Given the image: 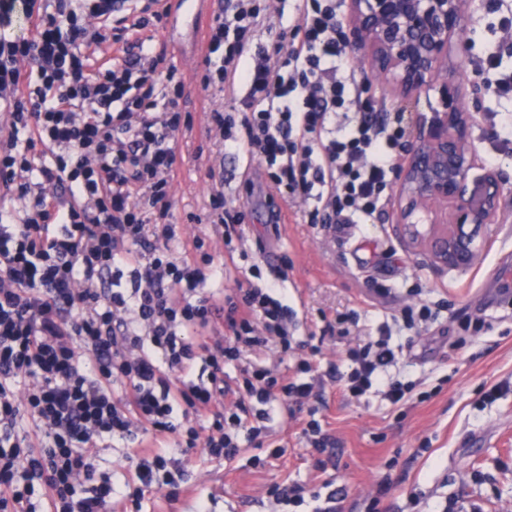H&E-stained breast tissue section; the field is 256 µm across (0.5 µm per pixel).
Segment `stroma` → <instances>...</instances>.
Returning a JSON list of instances; mask_svg holds the SVG:
<instances>
[{"mask_svg": "<svg viewBox=\"0 0 512 512\" xmlns=\"http://www.w3.org/2000/svg\"><path fill=\"white\" fill-rule=\"evenodd\" d=\"M467 13L468 47L458 61L463 72L497 49L504 52V67L512 69V42L502 43L485 0H469ZM194 49L190 27L179 23L167 61L185 78L194 126L192 136L177 144L172 180L179 233L171 248L182 258L197 235L221 248L205 220L210 194L219 183L225 193L241 192L245 166L243 158L225 155L222 142L208 131V113L231 108L232 102L223 92L201 88L205 64L194 58ZM465 107L473 115L477 155L493 156L492 168L505 187L499 221L481 229L479 259L465 271L437 267L410 249L389 210L364 219L340 240L305 224L298 202L282 203L283 223H267L268 189L254 175L260 189L243 223L245 248L265 264L288 268L284 287L298 330L287 364L309 356L324 375V401L315 418L335 444L329 462L318 467L302 433L306 413L273 404V437L284 454L257 467L249 444L223 462L192 451L184 458L182 501L207 499L211 512H272L265 489L298 483L311 498L297 512H443L448 505L454 512H512V144L503 145L495 135V99L485 94ZM211 169L216 179L208 178ZM415 287L422 290L421 301L440 310L438 320L425 327L392 319ZM342 324L349 329L343 337L337 333ZM384 325L396 361L381 378L411 389L397 406L381 388L354 398L337 382L351 368L347 349ZM314 345L320 348L315 355ZM381 481L389 486L382 495Z\"/></svg>", "mask_w": 512, "mask_h": 512, "instance_id": "stroma-1", "label": "stroma"}]
</instances>
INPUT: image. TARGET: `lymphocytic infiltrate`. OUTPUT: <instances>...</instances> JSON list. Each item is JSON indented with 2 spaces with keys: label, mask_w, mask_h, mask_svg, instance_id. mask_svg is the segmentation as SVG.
<instances>
[{
  "label": "lymphocytic infiltrate",
  "mask_w": 512,
  "mask_h": 512,
  "mask_svg": "<svg viewBox=\"0 0 512 512\" xmlns=\"http://www.w3.org/2000/svg\"><path fill=\"white\" fill-rule=\"evenodd\" d=\"M340 8L296 0L290 29L271 0H224L207 35L220 63L200 76L234 105L208 117L225 153L257 162L269 188L304 199L307 223L325 231L384 213L411 133L403 113L354 95L366 75ZM18 14L36 25L0 36V512L137 510L152 490L172 505L189 451L232 460L243 441L260 448L271 437L273 403L322 398L309 359L293 380L256 358L292 350L278 287L286 272L254 263L222 298L206 291L245 219L220 189L207 218L223 227V252L199 236L191 257L170 251L175 144L192 120L165 50L129 37L159 31V12L147 4L116 18L109 0H0L1 28ZM106 43L118 61L93 63ZM217 320L223 332L197 340ZM348 356L353 397L394 359L382 338ZM109 437L148 442L124 453L120 486L96 474Z\"/></svg>",
  "instance_id": "f902f5d3"
}]
</instances>
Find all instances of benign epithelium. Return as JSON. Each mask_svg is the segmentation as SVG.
<instances>
[{"label": "benign epithelium", "mask_w": 512, "mask_h": 512, "mask_svg": "<svg viewBox=\"0 0 512 512\" xmlns=\"http://www.w3.org/2000/svg\"><path fill=\"white\" fill-rule=\"evenodd\" d=\"M465 0H350L349 46L371 75L404 99L436 91L439 108L420 113L414 144L397 175L396 223L412 247L434 264L466 270L479 256L478 232L497 222L504 192L497 172L478 165L472 119L462 108L481 88L464 74L442 76L464 51Z\"/></svg>", "instance_id": "1"}]
</instances>
